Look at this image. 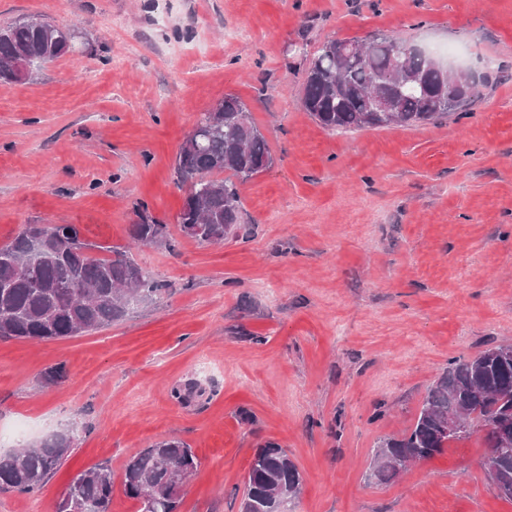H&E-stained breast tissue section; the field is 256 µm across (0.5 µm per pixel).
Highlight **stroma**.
Listing matches in <instances>:
<instances>
[{
  "label": "stroma",
  "instance_id": "35a3bbf8",
  "mask_svg": "<svg viewBox=\"0 0 512 512\" xmlns=\"http://www.w3.org/2000/svg\"><path fill=\"white\" fill-rule=\"evenodd\" d=\"M31 18L83 43L0 82V245L50 223L124 246L143 211L177 244L132 250L160 301L83 336L0 339V452L75 438L38 493L0 489V512H56L101 463L111 512H137L124 466L172 437L200 461L180 512H238L268 441L303 475L293 512H512L478 436L366 479L449 361L512 345V0H0V27ZM378 33L471 66L470 112L352 134L313 121L317 49ZM227 94L274 163L240 187L244 236L207 245L179 232L176 156ZM57 364L66 378L43 388Z\"/></svg>",
  "mask_w": 512,
  "mask_h": 512
}]
</instances>
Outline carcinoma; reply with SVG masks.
Wrapping results in <instances>:
<instances>
[{"mask_svg":"<svg viewBox=\"0 0 512 512\" xmlns=\"http://www.w3.org/2000/svg\"><path fill=\"white\" fill-rule=\"evenodd\" d=\"M353 39L325 42L305 72L302 106L331 133H352L392 125L413 126L470 111L475 93H452L449 76L411 50V44L383 35L362 43L365 58L342 50ZM71 52L60 27L28 19L0 29V81H15L12 62L36 57L50 62ZM391 111L373 112L372 94ZM198 131L184 139L177 156L182 182L189 184L178 215L181 232L205 244L239 236V186L269 169L267 141L235 95L203 114ZM132 242L174 247L168 225L144 214L131 225ZM167 292L125 247L86 242L74 224H21L0 245V338L46 342L81 336L120 321ZM450 415L463 428L445 431ZM494 428L486 429L488 423ZM482 435L488 448L482 466L489 480L512 500V346L489 347L448 363L427 388L414 422L400 436L379 438L367 480L390 484L412 464ZM73 440L57 432L13 452L0 454V489L36 493L69 457ZM199 467L192 448L177 438L162 439L125 465V494L137 512H180L184 482ZM303 476L285 449L268 443L256 449L245 477L240 512H291ZM112 475L106 465L81 471L68 485L56 512H110Z\"/></svg>","mask_w":512,"mask_h":512,"instance_id":"obj_1","label":"carcinoma"}]
</instances>
